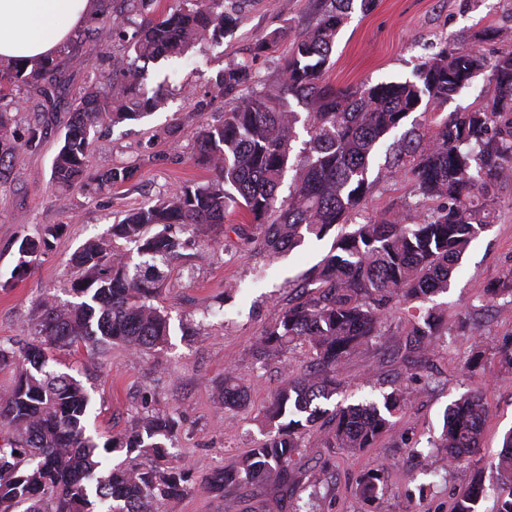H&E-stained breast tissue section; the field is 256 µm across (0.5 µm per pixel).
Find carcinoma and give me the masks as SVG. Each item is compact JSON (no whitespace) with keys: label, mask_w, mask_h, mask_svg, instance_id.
I'll return each instance as SVG.
<instances>
[{"label":"carcinoma","mask_w":512,"mask_h":512,"mask_svg":"<svg viewBox=\"0 0 512 512\" xmlns=\"http://www.w3.org/2000/svg\"><path fill=\"white\" fill-rule=\"evenodd\" d=\"M95 26L77 32L64 58L24 63L0 61V185L6 183L14 158L37 145L44 128H14L13 111L26 90L53 112L74 69L89 64L98 46L119 43L126 56L105 75L107 90H88L70 108L71 119L52 161V179L62 189H110L133 174L114 167L88 177V148L102 131L157 110L162 99L148 88V64L180 58L198 43H223L237 18L224 12V0H179L176 9L158 10V0H126L146 13L139 24L97 0ZM316 21L295 36L274 31L258 49L291 38L274 90L257 91L245 63L220 71L213 90L238 91L233 109L200 126L194 135L200 161L212 172L205 182L181 187L132 211L112 225V237L90 239L71 263L79 272L72 283L73 301L43 298L37 308L40 339L17 350L0 344V370L17 371L13 385L0 397V512H164L166 505L194 487L192 470L169 465L173 437L180 427L174 414L147 413L134 425L104 442L87 431L89 389L75 376L58 370L51 349L79 345H120L134 353L161 349L170 336L168 315L154 306L171 265L180 259L182 242L175 229L190 227L209 234L232 230L250 250L270 256L289 252L310 237L320 239L351 216L367 198L369 173L380 140L403 127L414 112L430 116L428 124H411L389 146L379 174L398 171L413 182L421 202H429L419 220L405 224L396 217H370L337 235L331 251L312 274L292 285L294 296L256 338L255 364L264 366L292 345L313 355L309 370L288 379L258 416L262 438L227 468L213 471L201 486L216 499L228 487H249L264 495L261 512H285L288 487L298 482L293 464L304 452V437L321 418L333 423L327 448L357 453L371 448L392 427L409 400L406 387L395 386L381 398L324 407L341 390L340 369L378 335L384 316L407 308L411 328L406 358H418L414 376L446 334L444 314L416 307L448 292L451 279L471 243L493 221L492 186L512 178V53L498 58L489 74L490 98L467 112L442 117L427 112L448 100L484 68L477 51L444 41L401 81L362 83L338 89L326 80L340 28L354 0H327ZM307 110L305 156L299 174L278 197L299 113ZM242 214L227 224L229 210ZM61 226L43 228L19 247L24 257L14 270L50 250ZM132 244L136 253L124 248ZM512 296V267L486 288L494 299ZM466 369L483 365L486 351L473 331ZM219 404L239 407L246 390L228 371L216 391ZM488 408L468 394L444 411L435 447L451 461L470 457L480 446ZM138 450L153 459L148 467L111 463L114 456ZM492 488L497 512H512V432L505 435ZM380 466L363 474L358 493L374 500L383 489ZM487 493L477 480L453 504L451 512H479Z\"/></svg>","instance_id":"cac0c4a2"}]
</instances>
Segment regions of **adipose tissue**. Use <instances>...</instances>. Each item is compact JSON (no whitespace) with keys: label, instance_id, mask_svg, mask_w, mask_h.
Instances as JSON below:
<instances>
[{"label":"adipose tissue","instance_id":"1","mask_svg":"<svg viewBox=\"0 0 512 512\" xmlns=\"http://www.w3.org/2000/svg\"><path fill=\"white\" fill-rule=\"evenodd\" d=\"M95 7V0H0V60L53 55Z\"/></svg>","mask_w":512,"mask_h":512}]
</instances>
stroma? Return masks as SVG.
<instances>
[{"instance_id":"stroma-1","label":"stroma","mask_w":512,"mask_h":512,"mask_svg":"<svg viewBox=\"0 0 512 512\" xmlns=\"http://www.w3.org/2000/svg\"><path fill=\"white\" fill-rule=\"evenodd\" d=\"M320 0H224L236 26L221 45L198 44L186 57L154 64L168 74L159 110L138 121L116 125L96 137L89 156L90 174L128 166L133 176L112 189L94 192L55 190L52 159L65 133L67 103L100 81L117 48L95 53L89 66L74 73L62 95L64 107L43 111L38 99L24 102L16 116L17 131L44 125L39 145L21 151L9 181L0 186V343L21 347L35 337V308L43 297L69 299L78 272L70 257L86 240L108 235L128 210L157 196L175 192L211 173L196 160L193 134L235 104L234 95L211 93L212 80L230 62L247 61L255 89L278 84L289 43L272 51L258 45L274 30L299 32L311 25ZM480 50L487 62L512 52V0H375L370 11L353 10L336 37L326 75L335 87L363 81L389 82L409 77L416 64L437 51L441 38ZM491 226L472 242L447 293L433 302L446 309L449 326L469 317L486 347L512 341V298L488 300L486 284L512 266V180L497 184ZM393 210L405 223L416 222L412 184L404 173L374 182L362 211L372 216ZM64 225L53 247L14 277L23 238L45 225ZM183 257L154 300L170 316V342L161 350L133 353L121 346L91 351L74 347L55 351L92 395L87 421L101 438L123 432L143 410L177 412L181 426L173 462L189 466L195 476L229 465L259 437L253 422L288 371H303L311 362L306 347L293 348L286 362L256 369L250 347L288 300L290 286L330 250L333 235L308 238L292 252L275 257L245 253L240 240L223 232L200 239L178 231ZM410 329L408 315H387L380 334L341 369L345 389L337 399L356 403L378 398L396 385H410L411 402L392 430L359 454L320 447L326 434L314 427L312 450L295 461L300 478L288 499L290 512H450L456 498L474 479L495 481L491 463L512 431V373L501 371L495 356L477 375L465 369L470 344L462 336L445 337L432 355L430 378L411 381V369L399 348ZM235 371L247 387L245 405L224 408L215 394L226 371ZM479 394L488 407L482 441L462 464L449 462L444 450L431 449L444 409L465 393ZM385 465L383 490L368 502L356 492L358 479ZM261 499L246 489H229L223 500L193 489L172 512H259Z\"/></svg>"}]
</instances>
